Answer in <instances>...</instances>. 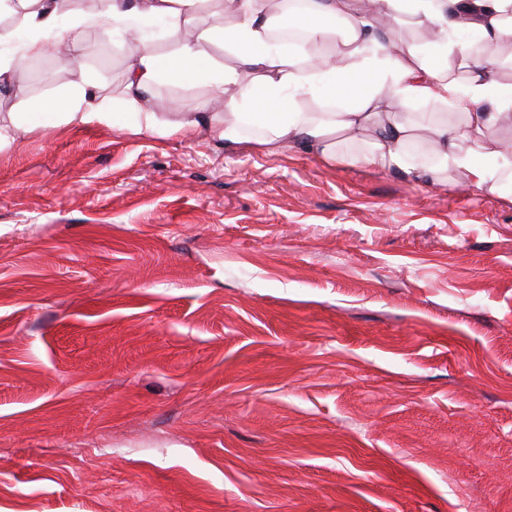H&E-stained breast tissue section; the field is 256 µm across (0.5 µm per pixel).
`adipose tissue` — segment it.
I'll return each mask as SVG.
<instances>
[{
	"instance_id": "1",
	"label": "adipose tissue",
	"mask_w": 512,
	"mask_h": 512,
	"mask_svg": "<svg viewBox=\"0 0 512 512\" xmlns=\"http://www.w3.org/2000/svg\"><path fill=\"white\" fill-rule=\"evenodd\" d=\"M26 10L28 57L58 56L59 45L46 37L56 27L55 0H20ZM203 0H102L97 12L76 18V26L107 36L115 24L141 16L162 18L180 27L200 10ZM387 20L409 12L418 23L430 26L444 55L435 59L419 48L397 42L382 44L364 12L351 0H312L291 17L317 46L331 47L342 65L324 56H306L273 49L268 40L267 0H224V12L233 22L212 31L213 39L235 48L253 74L245 80L240 70L215 69L196 41L186 39L171 54L156 53L151 45L133 46L134 62L127 71L126 88L132 97L150 92L160 77L177 81L210 78L220 112L199 109L174 121H161L154 112L133 115L135 131L176 135L204 130L232 148L246 142L245 125L261 131L260 145L282 151L304 145L329 160L359 162L383 170H403L437 179L448 171L464 174L466 185L495 191L512 184V149L487 150L485 138L492 127L512 118V84L496 81L487 60L472 55L458 34L467 31L485 44L512 41V0H378ZM459 58L469 74L459 79L450 64ZM90 86H76L42 104L67 123L108 124L112 114L88 101ZM314 94L330 104L327 112H305L296 99ZM446 107L461 115L457 126L421 122L402 112L405 102ZM429 140H422V131Z\"/></svg>"
}]
</instances>
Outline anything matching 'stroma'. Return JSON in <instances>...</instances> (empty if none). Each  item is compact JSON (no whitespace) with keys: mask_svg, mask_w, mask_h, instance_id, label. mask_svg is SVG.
I'll list each match as a JSON object with an SVG mask.
<instances>
[{"mask_svg":"<svg viewBox=\"0 0 512 512\" xmlns=\"http://www.w3.org/2000/svg\"><path fill=\"white\" fill-rule=\"evenodd\" d=\"M122 31L0 93L114 115L0 149V512H512V193L133 132ZM91 89V86L77 85L60 97L38 106L36 112H55L56 116L66 123L110 124L112 112L101 106H92L88 102V97L92 94Z\"/></svg>","mask_w":512,"mask_h":512,"instance_id":"stroma-1","label":"stroma"}]
</instances>
